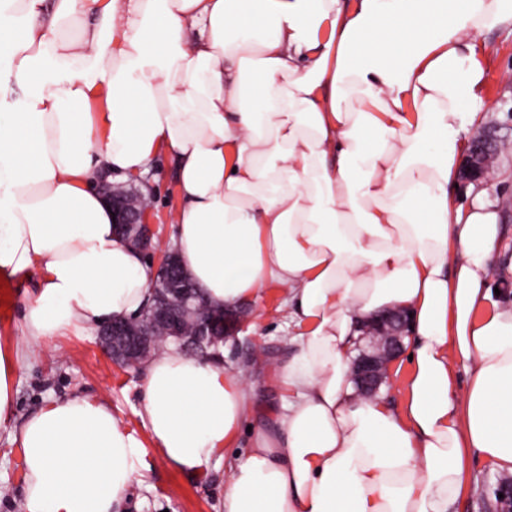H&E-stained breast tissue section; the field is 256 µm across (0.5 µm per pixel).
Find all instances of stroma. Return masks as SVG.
<instances>
[{"mask_svg":"<svg viewBox=\"0 0 512 512\" xmlns=\"http://www.w3.org/2000/svg\"><path fill=\"white\" fill-rule=\"evenodd\" d=\"M479 42L492 57L487 74V106L474 123L475 129L497 127L512 137V37L493 31ZM498 183L488 200L497 209L504 226L501 253L512 262V149L502 152L495 163ZM150 221L161 244H168L175 230L172 215L178 207L175 167L162 155L152 169L149 185ZM34 281L11 279L6 283L7 305L0 306V345L25 346L22 325ZM250 326L236 339L225 342L224 366L243 370L261 408L257 423L269 422L268 411L280 406L278 374L292 354L287 312L279 290L266 289L246 302ZM142 367L120 368L98 348L95 332L89 331L60 341H48L23 359L18 369V393L11 422L0 428V512H24L25 468L14 432L33 413L51 401L85 397L108 405L121 424L144 436L139 412L142 407ZM471 486L453 512H487L494 503V490L504 472L495 470L479 454L469 462ZM228 475L223 462H212L208 471L192 475L169 468L155 448L144 450V466L134 483L123 512H224V483Z\"/></svg>","mask_w":512,"mask_h":512,"instance_id":"obj_1","label":"stroma"}]
</instances>
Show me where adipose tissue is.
Returning <instances> with one entry per match:
<instances>
[{"label": "adipose tissue", "mask_w": 512, "mask_h": 512, "mask_svg": "<svg viewBox=\"0 0 512 512\" xmlns=\"http://www.w3.org/2000/svg\"><path fill=\"white\" fill-rule=\"evenodd\" d=\"M494 30L512 0H0V86L23 91L0 100V275L37 278L28 344L146 304L153 268L93 181L147 179L161 154L173 249L207 300L274 286L299 329L281 410L243 454L247 376L173 345L145 364V438L82 397L31 415L26 512H115L148 443L181 472L231 457L224 512H449L471 452L512 472L500 216L489 187L453 197ZM392 307L412 315L398 408L360 399L350 369ZM25 355L0 348V427Z\"/></svg>", "instance_id": "ef3b65f1"}]
</instances>
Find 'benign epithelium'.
<instances>
[{"label": "benign epithelium", "instance_id": "obj_1", "mask_svg": "<svg viewBox=\"0 0 512 512\" xmlns=\"http://www.w3.org/2000/svg\"><path fill=\"white\" fill-rule=\"evenodd\" d=\"M502 141L491 129L474 133L463 156L460 177L465 183L487 180L501 152ZM104 195L112 203L113 223L121 238L136 248L156 254L151 281V305L135 319L115 318L98 331L101 349L120 366H135L157 344L156 331L162 329L176 344L194 355L205 357L229 337L246 328L242 311L216 309L209 305L185 272L178 256L154 248L155 225L149 223L148 206L139 189L124 190L107 185ZM408 312L394 309L368 326L364 335L373 339L352 359V379L357 389L372 395L387 378L388 363L401 351L409 335Z\"/></svg>", "mask_w": 512, "mask_h": 512}]
</instances>
